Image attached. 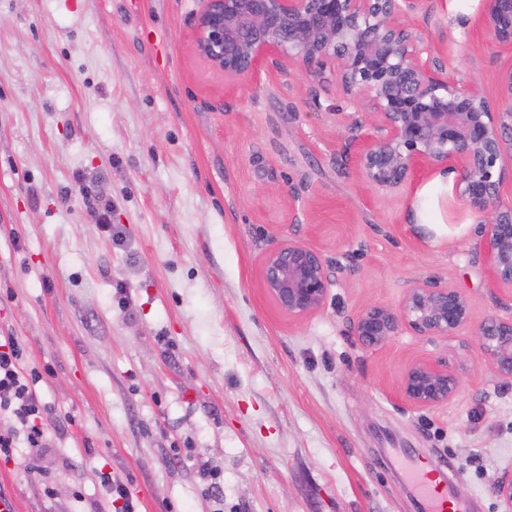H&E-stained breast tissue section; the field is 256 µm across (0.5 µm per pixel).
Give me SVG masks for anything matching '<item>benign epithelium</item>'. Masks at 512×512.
<instances>
[{"label":"benign epithelium","mask_w":512,"mask_h":512,"mask_svg":"<svg viewBox=\"0 0 512 512\" xmlns=\"http://www.w3.org/2000/svg\"><path fill=\"white\" fill-rule=\"evenodd\" d=\"M422 0H201L193 35L195 53L233 80L286 59L310 72L326 59L354 101L373 105L372 119L356 121V166L363 180L396 191L436 170L458 176L461 198L486 216L483 255L488 276L512 288V201L501 198L497 165L512 158V68L500 77L502 107L477 87L440 78L432 43L399 17ZM478 23L512 48V0H488ZM261 277L270 299L288 317L320 310L331 285L322 255L288 239L268 252ZM469 323L466 298L438 282L411 288L398 307L372 304L352 332L376 348L404 331L453 336ZM475 342L497 372L512 380V317L491 316ZM403 396L420 408L447 403L459 389L448 362L419 361L405 371ZM495 494L512 512V473Z\"/></svg>","instance_id":"benign-epithelium-1"}]
</instances>
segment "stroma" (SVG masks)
I'll return each instance as SVG.
<instances>
[{"label": "stroma", "instance_id": "stroma-1", "mask_svg": "<svg viewBox=\"0 0 512 512\" xmlns=\"http://www.w3.org/2000/svg\"><path fill=\"white\" fill-rule=\"evenodd\" d=\"M486 0H423L406 19L448 78L499 97L512 49ZM199 0H0V336H17L51 405V447L0 460L18 512H421L412 461L450 466L473 512H503L512 381L474 340L512 316L483 261L482 216L448 185L438 224L365 183L352 103L318 75L266 64L225 90L193 50ZM88 194H81V187ZM110 207V228L96 207ZM122 242H113L112 231ZM317 249L332 284L292 319L261 261ZM431 280L465 296L459 335L402 332L369 349L351 326ZM443 359L460 388L428 409L407 367ZM102 482L104 488L113 496L112 503L122 501V512L137 511L135 510L132 495L124 483L112 479L108 473H102Z\"/></svg>", "mask_w": 512, "mask_h": 512}]
</instances>
